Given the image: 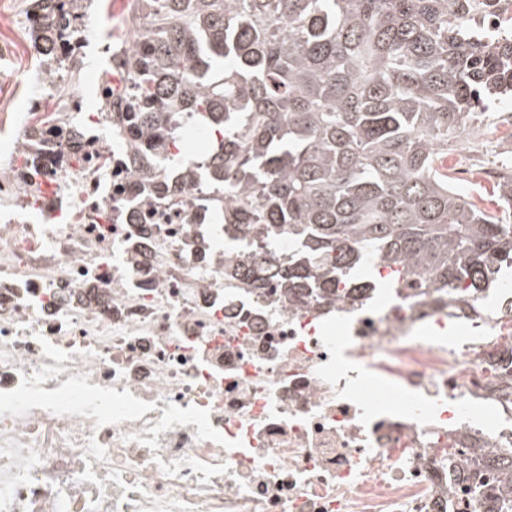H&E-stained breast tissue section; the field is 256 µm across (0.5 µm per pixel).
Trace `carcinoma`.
<instances>
[{"label":"carcinoma","mask_w":512,"mask_h":512,"mask_svg":"<svg viewBox=\"0 0 512 512\" xmlns=\"http://www.w3.org/2000/svg\"><path fill=\"white\" fill-rule=\"evenodd\" d=\"M80 0H32L30 39L52 86L56 45L79 34ZM151 43L129 60L136 95L117 120L155 150L187 120L215 140L211 187L240 199L224 235L249 257L224 275L303 299L368 288L378 260L397 282L481 315L512 267V224L459 192L444 159L489 103L512 97V33L467 31L496 0H133ZM512 203V176L492 187ZM295 252L267 262L282 233Z\"/></svg>","instance_id":"obj_1"}]
</instances>
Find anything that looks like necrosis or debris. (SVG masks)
<instances>
[{
	"mask_svg": "<svg viewBox=\"0 0 512 512\" xmlns=\"http://www.w3.org/2000/svg\"><path fill=\"white\" fill-rule=\"evenodd\" d=\"M132 18L101 89L134 85ZM0 113V512H492L512 459V291L289 299L224 276L236 210L108 111L79 142L27 73ZM41 126V135L31 133ZM29 89L17 83L0 85L1 112H28Z\"/></svg>",
	"mask_w": 512,
	"mask_h": 512,
	"instance_id": "necrosis-or-debris-1",
	"label": "necrosis or debris"
}]
</instances>
